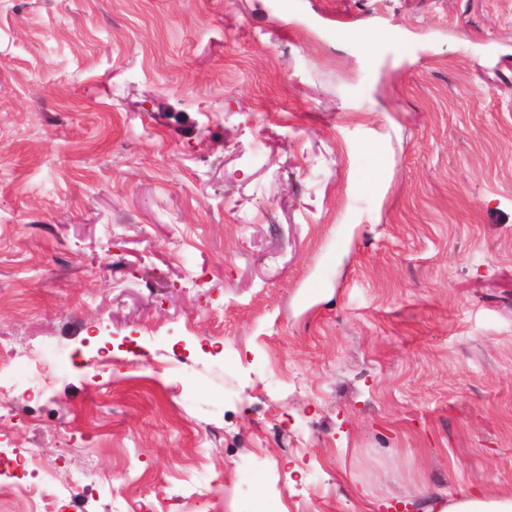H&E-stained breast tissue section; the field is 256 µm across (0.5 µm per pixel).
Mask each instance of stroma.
I'll return each instance as SVG.
<instances>
[{
  "mask_svg": "<svg viewBox=\"0 0 512 512\" xmlns=\"http://www.w3.org/2000/svg\"><path fill=\"white\" fill-rule=\"evenodd\" d=\"M0 336L54 512L512 493V0H0Z\"/></svg>",
  "mask_w": 512,
  "mask_h": 512,
  "instance_id": "1",
  "label": "stroma"
}]
</instances>
